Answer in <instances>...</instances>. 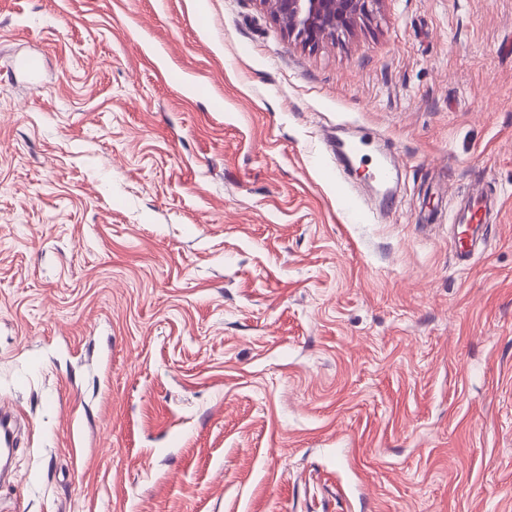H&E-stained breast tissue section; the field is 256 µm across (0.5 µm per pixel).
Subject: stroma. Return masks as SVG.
<instances>
[{"instance_id": "35a3bbf8", "label": "stroma", "mask_w": 512, "mask_h": 512, "mask_svg": "<svg viewBox=\"0 0 512 512\" xmlns=\"http://www.w3.org/2000/svg\"><path fill=\"white\" fill-rule=\"evenodd\" d=\"M0 399V512H512V0H0ZM384 0H270L288 35L314 44L350 33L370 19ZM491 195L488 194L484 185L481 182H476L472 185L464 204V211L469 214V220L465 223L457 224V227H465L460 232L461 244L457 243V257L456 259L466 264L471 258V247L473 244V236L469 235L471 223L477 218V223H482L486 218L488 211V199Z\"/></svg>"}]
</instances>
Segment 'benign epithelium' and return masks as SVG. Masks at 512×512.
<instances>
[{"instance_id": "benign-epithelium-1", "label": "benign epithelium", "mask_w": 512, "mask_h": 512, "mask_svg": "<svg viewBox=\"0 0 512 512\" xmlns=\"http://www.w3.org/2000/svg\"><path fill=\"white\" fill-rule=\"evenodd\" d=\"M383 0H269L289 35L314 44L349 33L370 19Z\"/></svg>"}]
</instances>
